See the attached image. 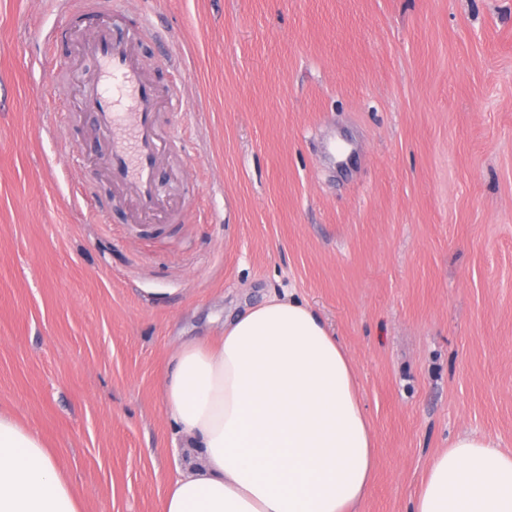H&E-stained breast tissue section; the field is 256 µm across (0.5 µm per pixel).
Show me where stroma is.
Here are the masks:
<instances>
[{
  "label": "stroma",
  "instance_id": "1",
  "mask_svg": "<svg viewBox=\"0 0 512 512\" xmlns=\"http://www.w3.org/2000/svg\"><path fill=\"white\" fill-rule=\"evenodd\" d=\"M78 17L186 86L154 216L46 43ZM286 291L353 360L359 512H409L461 435L512 451V0H0V408L86 512H162L170 352Z\"/></svg>",
  "mask_w": 512,
  "mask_h": 512
}]
</instances>
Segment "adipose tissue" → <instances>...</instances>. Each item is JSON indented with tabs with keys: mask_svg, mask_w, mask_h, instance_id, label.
<instances>
[{
	"mask_svg": "<svg viewBox=\"0 0 512 512\" xmlns=\"http://www.w3.org/2000/svg\"><path fill=\"white\" fill-rule=\"evenodd\" d=\"M170 359L164 405L192 453L163 512H358L373 429L350 356L311 306L268 298ZM0 512H85L51 449L8 411ZM411 512H512V453L459 436L430 460Z\"/></svg>",
	"mask_w": 512,
	"mask_h": 512,
	"instance_id": "ef3b65f1",
	"label": "adipose tissue"
}]
</instances>
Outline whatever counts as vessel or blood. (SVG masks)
<instances>
[{
	"label": "vessel or blood",
	"mask_w": 512,
	"mask_h": 512,
	"mask_svg": "<svg viewBox=\"0 0 512 512\" xmlns=\"http://www.w3.org/2000/svg\"><path fill=\"white\" fill-rule=\"evenodd\" d=\"M85 53L94 62L99 86L90 109L111 140L105 165L141 212L153 214L161 206L155 185L161 149L156 89L128 43L102 33L86 44Z\"/></svg>",
	"instance_id": "b4317fda"
}]
</instances>
